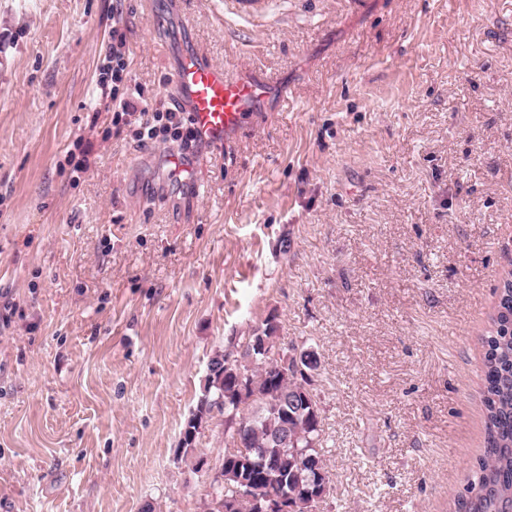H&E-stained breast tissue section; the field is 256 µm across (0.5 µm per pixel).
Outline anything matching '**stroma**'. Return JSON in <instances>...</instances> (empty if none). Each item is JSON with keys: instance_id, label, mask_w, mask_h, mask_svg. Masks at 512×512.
Returning a JSON list of instances; mask_svg holds the SVG:
<instances>
[{"instance_id": "stroma-1", "label": "stroma", "mask_w": 512, "mask_h": 512, "mask_svg": "<svg viewBox=\"0 0 512 512\" xmlns=\"http://www.w3.org/2000/svg\"><path fill=\"white\" fill-rule=\"evenodd\" d=\"M116 27L150 111L189 49L273 82L193 183L112 122ZM511 271L512 0H0V512H205L224 419L181 431L269 322L320 357L316 512H447ZM269 0H228L225 5L231 13L241 19L266 14Z\"/></svg>"}]
</instances>
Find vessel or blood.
<instances>
[{"mask_svg": "<svg viewBox=\"0 0 512 512\" xmlns=\"http://www.w3.org/2000/svg\"><path fill=\"white\" fill-rule=\"evenodd\" d=\"M227 8L242 19L266 14L268 0H227ZM172 84L189 112L199 142L219 146L252 124L258 104L269 95L262 77H231L196 50L184 51Z\"/></svg>", "mask_w": 512, "mask_h": 512, "instance_id": "vessel-or-blood-1", "label": "vessel or blood"}]
</instances>
